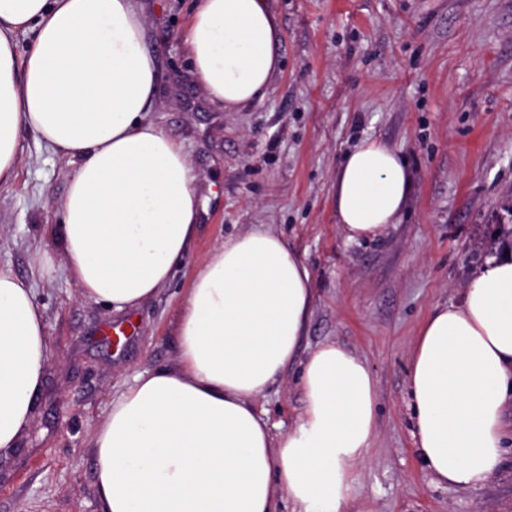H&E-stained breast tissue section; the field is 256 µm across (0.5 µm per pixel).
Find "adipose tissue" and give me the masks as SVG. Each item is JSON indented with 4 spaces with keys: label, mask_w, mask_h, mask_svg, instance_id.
<instances>
[{
    "label": "adipose tissue",
    "mask_w": 512,
    "mask_h": 512,
    "mask_svg": "<svg viewBox=\"0 0 512 512\" xmlns=\"http://www.w3.org/2000/svg\"><path fill=\"white\" fill-rule=\"evenodd\" d=\"M135 0H0V184L16 176L21 128L69 164L61 256L82 297L115 310L154 297L199 231L183 145L150 120L157 67ZM31 35L25 55L17 34ZM197 81L227 112L262 100L280 66L268 0H196L183 32ZM412 190L404 159L365 139L336 173L350 242L397 224ZM298 254L257 226L195 267L173 366L138 373L94 429L103 512H343L379 428L375 378L329 341L299 358L312 315ZM48 361L34 290L0 267V450L27 428ZM301 365L304 407L287 433L258 413ZM512 390V260L492 258L460 304L436 308L408 357L416 446L434 480L481 487L502 458Z\"/></svg>",
    "instance_id": "1"
}]
</instances>
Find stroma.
I'll list each match as a JSON object with an SVG mask.
<instances>
[{
	"instance_id": "stroma-1",
	"label": "stroma",
	"mask_w": 512,
	"mask_h": 512,
	"mask_svg": "<svg viewBox=\"0 0 512 512\" xmlns=\"http://www.w3.org/2000/svg\"><path fill=\"white\" fill-rule=\"evenodd\" d=\"M281 66L263 100L218 109L191 72L181 32L191 0H137L157 62L153 119L183 144L204 207L198 239L159 293L121 311L80 297L60 255L67 167L20 134L15 181L0 187V266L26 278L50 361L30 424L0 453V512H102L90 448L113 395L171 366L172 328L195 265L262 224L306 264L314 307L300 356L333 341L366 360L379 433L344 512H512V399L503 462L475 490L433 482L413 438L408 353L437 307L460 304L478 269L512 257V0H269ZM406 160L399 223L346 241L336 172L363 139ZM54 257L40 271L37 254ZM136 332L113 345L110 329ZM300 369L258 404L274 433L304 405Z\"/></svg>"
}]
</instances>
